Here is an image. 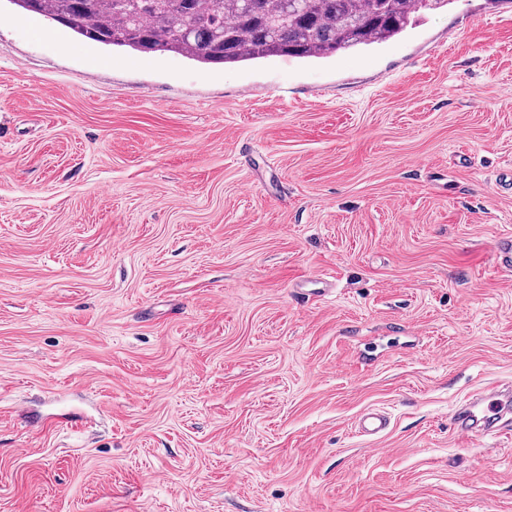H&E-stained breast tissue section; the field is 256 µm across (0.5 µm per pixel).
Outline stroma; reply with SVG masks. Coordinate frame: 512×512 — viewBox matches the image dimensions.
<instances>
[{
	"mask_svg": "<svg viewBox=\"0 0 512 512\" xmlns=\"http://www.w3.org/2000/svg\"><path fill=\"white\" fill-rule=\"evenodd\" d=\"M511 171L512 0L232 66L0 26V512H512L450 426L512 384ZM389 424V418L384 412L373 410L359 419L356 430L360 435L378 439L384 436Z\"/></svg>",
	"mask_w": 512,
	"mask_h": 512,
	"instance_id": "1",
	"label": "stroma"
}]
</instances>
